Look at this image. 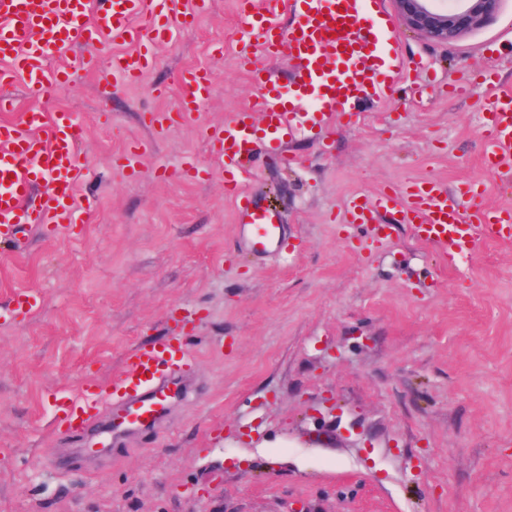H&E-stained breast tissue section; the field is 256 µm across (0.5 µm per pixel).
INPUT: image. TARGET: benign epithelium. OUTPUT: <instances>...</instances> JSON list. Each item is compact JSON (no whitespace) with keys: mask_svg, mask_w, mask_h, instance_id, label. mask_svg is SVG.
<instances>
[{"mask_svg":"<svg viewBox=\"0 0 512 512\" xmlns=\"http://www.w3.org/2000/svg\"><path fill=\"white\" fill-rule=\"evenodd\" d=\"M403 23L442 44L481 26L501 0H393Z\"/></svg>","mask_w":512,"mask_h":512,"instance_id":"7a95c632","label":"benign epithelium"}]
</instances>
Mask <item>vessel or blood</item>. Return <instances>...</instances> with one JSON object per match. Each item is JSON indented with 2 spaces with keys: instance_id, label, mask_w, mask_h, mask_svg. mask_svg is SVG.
<instances>
[{
  "instance_id": "vessel-or-blood-1",
  "label": "vessel or blood",
  "mask_w": 512,
  "mask_h": 512,
  "mask_svg": "<svg viewBox=\"0 0 512 512\" xmlns=\"http://www.w3.org/2000/svg\"><path fill=\"white\" fill-rule=\"evenodd\" d=\"M205 0L187 9L175 0H0V86L24 77L35 98H49L67 83L71 71L50 67L47 49L62 52L90 42L105 47L133 41V51L112 58L111 69L123 82L138 83L155 62L152 47L180 30L191 28ZM296 22L283 28L281 18ZM241 63L250 66L253 52L275 55L288 51L299 62L290 89L271 77L258 80V93L222 126L204 129L210 155L224 175V193L235 204L237 239L254 259L287 254L291 231L283 212L264 197L248 191L246 181L267 157L284 153L289 140L305 130L334 124L360 96L391 97L406 67L385 51L392 30L378 0H245L241 10ZM479 134L483 162L497 172L512 168V91L485 77ZM182 104L176 113H155L153 123L166 128L173 121L195 117L210 93L205 69L182 75ZM315 98L319 109L299 111ZM83 128L68 111L31 107L15 122L0 124V244L21 245L28 225L43 224L63 234L79 222L78 184L86 169L79 156ZM482 188L468 186L451 196L442 184L413 182L398 192L367 198L352 195L346 204L345 234L369 227L379 241H389L392 227L375 223L383 209H397L412 224L417 238L436 245L444 262L471 254L487 230L512 238V210L488 209ZM35 291L14 292L9 312L37 309ZM196 355L187 337L166 336L134 346L109 391H87L60 397V442L73 447L70 458L49 455L56 471L89 468L109 459L113 447L135 433L151 432L168 417L173 404L195 393Z\"/></svg>"
}]
</instances>
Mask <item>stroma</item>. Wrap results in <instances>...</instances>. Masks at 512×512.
I'll use <instances>...</instances> for the list:
<instances>
[{
	"label": "stroma",
	"mask_w": 512,
	"mask_h": 512,
	"mask_svg": "<svg viewBox=\"0 0 512 512\" xmlns=\"http://www.w3.org/2000/svg\"><path fill=\"white\" fill-rule=\"evenodd\" d=\"M384 6L408 67L398 98L296 137L275 178L255 177L301 243L255 265L229 251L236 219L200 129L244 107L257 75L284 83L295 64L241 68L237 0H211L155 45L136 85L110 83L126 44L94 70L73 64L91 46L50 52L73 67L49 108L85 130L83 222L0 250V300L41 297L0 324V512H512V242L448 265L393 211L387 242L342 232L352 193L417 180L452 192L479 180L484 205L512 207V174L481 166L480 91L442 90L489 67L512 87V0L448 45ZM190 66L209 71L208 100L158 129L151 114L177 109ZM168 334L191 337L199 392L94 472L45 468L63 451L57 396L107 383L130 348ZM39 306V294L35 291H16L6 307L10 313H31Z\"/></svg>",
	"instance_id": "35a3bbf8"
}]
</instances>
